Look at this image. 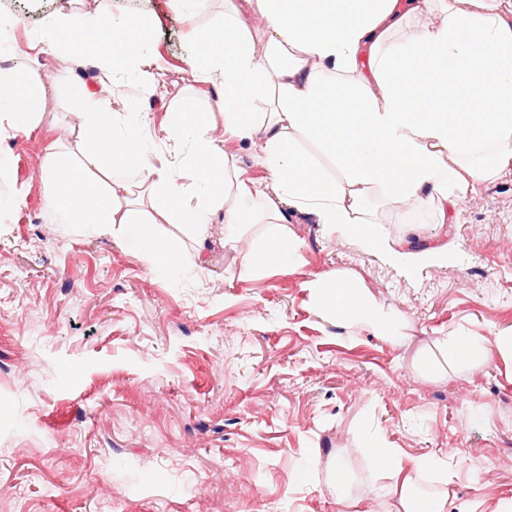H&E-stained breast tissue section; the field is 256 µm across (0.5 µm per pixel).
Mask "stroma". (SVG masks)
I'll return each mask as SVG.
<instances>
[{
    "instance_id": "1",
    "label": "stroma",
    "mask_w": 512,
    "mask_h": 512,
    "mask_svg": "<svg viewBox=\"0 0 512 512\" xmlns=\"http://www.w3.org/2000/svg\"><path fill=\"white\" fill-rule=\"evenodd\" d=\"M105 4L148 22V49L182 95L194 36L218 10ZM63 5L0 0V13L24 47ZM69 119L50 112L0 139V195L18 197L0 209V512H342L327 484L337 455L365 512H384L368 430L445 462L419 476V491L451 480L466 512L512 498V354L441 376L421 358L445 336L512 327L511 170L478 185L455 224L379 213L395 245L457 255L412 281L302 212L288 226L289 272L246 270L223 225L200 245L171 225L182 249L202 254L171 277L150 269L135 227L115 239L48 208L40 163ZM331 270L361 281L403 344L313 306L307 284Z\"/></svg>"
}]
</instances>
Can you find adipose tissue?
<instances>
[{
	"mask_svg": "<svg viewBox=\"0 0 512 512\" xmlns=\"http://www.w3.org/2000/svg\"><path fill=\"white\" fill-rule=\"evenodd\" d=\"M127 26L98 10L52 22L48 50L84 55L95 71L76 97L68 72L45 73L29 49L9 47L0 137L38 128L52 110L72 114L40 167L49 208L103 235L134 225L151 268L177 274L194 263L161 238L160 225H181L200 243L220 222L232 247L247 227L272 225L265 239L241 247L242 263L290 270L297 244L282 229L291 211L304 209L328 234L356 239L415 279L454 253L393 246L377 209L411 207L453 224L474 184L512 169V7L502 0H224L221 23L198 31L186 60L193 84L224 98L220 135L193 99L169 101L163 69L147 51L126 61ZM130 77L166 104L175 160L158 155L147 113L123 96ZM227 133L249 141L266 172L261 186L244 181L225 154ZM301 135L318 143L342 180L299 151ZM310 289L313 305L338 324L360 323L400 343L356 279L329 271ZM438 346L452 361L489 365L512 351V331L492 342L450 336ZM366 447L387 512H455L450 492L416 491L421 471L438 459L408 457L376 434Z\"/></svg>",
	"mask_w": 512,
	"mask_h": 512,
	"instance_id": "1",
	"label": "adipose tissue"
}]
</instances>
